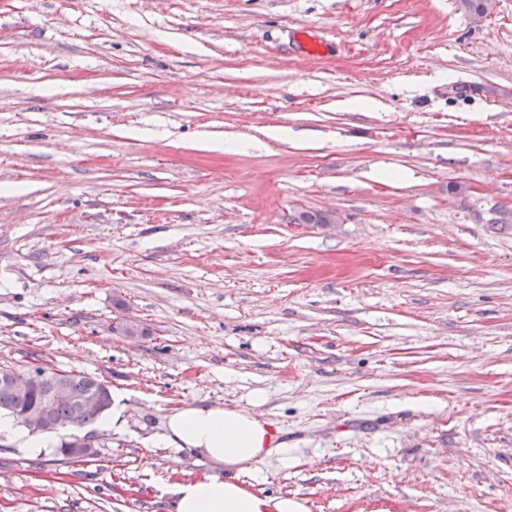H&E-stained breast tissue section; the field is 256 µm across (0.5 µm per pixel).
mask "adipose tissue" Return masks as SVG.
<instances>
[{
    "label": "adipose tissue",
    "instance_id": "ef3b65f1",
    "mask_svg": "<svg viewBox=\"0 0 512 512\" xmlns=\"http://www.w3.org/2000/svg\"><path fill=\"white\" fill-rule=\"evenodd\" d=\"M165 439L241 471L283 451L266 422L249 411L218 405L187 404L170 413ZM167 492L172 512H307L299 499L262 497L217 475L169 485Z\"/></svg>",
    "mask_w": 512,
    "mask_h": 512
}]
</instances>
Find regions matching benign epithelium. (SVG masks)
Instances as JSON below:
<instances>
[{
  "label": "benign epithelium",
  "instance_id": "obj_1",
  "mask_svg": "<svg viewBox=\"0 0 512 512\" xmlns=\"http://www.w3.org/2000/svg\"><path fill=\"white\" fill-rule=\"evenodd\" d=\"M46 373L35 366L23 371H3L0 373V386L16 391H43L41 402L26 409L21 416L22 424L33 430H44L52 427V409L54 405L69 401L72 398L67 384L58 379L44 382ZM112 402L111 392L107 387H99L87 393L79 402V411L103 410ZM66 452L73 457L90 459L97 455L95 440L90 436L78 435L69 443Z\"/></svg>",
  "mask_w": 512,
  "mask_h": 512
}]
</instances>
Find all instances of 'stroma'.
Returning <instances> with one entry per match:
<instances>
[{
	"mask_svg": "<svg viewBox=\"0 0 512 512\" xmlns=\"http://www.w3.org/2000/svg\"><path fill=\"white\" fill-rule=\"evenodd\" d=\"M1 364L96 375L126 427L75 464L0 436V512H171L210 474L512 512V0H0ZM188 403L288 462L165 443Z\"/></svg>",
	"mask_w": 512,
	"mask_h": 512,
	"instance_id": "35a3bbf8",
	"label": "stroma"
}]
</instances>
